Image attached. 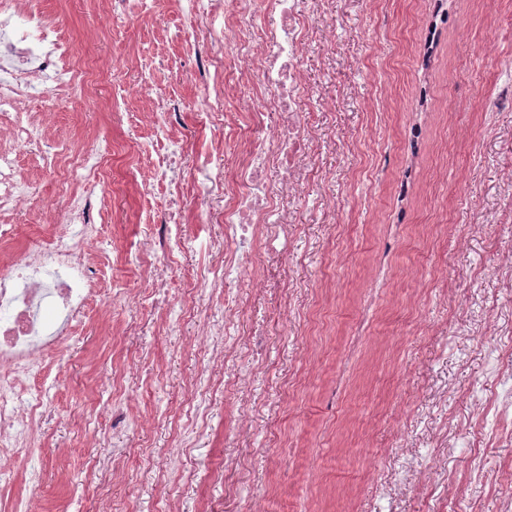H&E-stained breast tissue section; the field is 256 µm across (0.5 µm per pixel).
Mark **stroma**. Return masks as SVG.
I'll list each match as a JSON object with an SVG mask.
<instances>
[{"label": "stroma", "mask_w": 512, "mask_h": 512, "mask_svg": "<svg viewBox=\"0 0 512 512\" xmlns=\"http://www.w3.org/2000/svg\"><path fill=\"white\" fill-rule=\"evenodd\" d=\"M70 36L71 61L112 74L120 109L59 100L40 145L18 150L41 206L19 221L41 224L56 178L43 171V145L76 148L110 136L152 147L165 91L191 131L182 171L221 144L225 171L241 146L206 114L194 80L199 51L184 0H41ZM311 25L303 45V92L313 152L294 214L287 264L257 249L239 281L243 313L230 332L236 355L224 367V403L191 453L152 466L176 435L167 417L189 409V380L204 363L177 336L130 333L139 295L129 273L104 269L96 314L66 342L60 380L36 425L41 489L52 512H505L512 499V443L497 441L501 391L491 345L512 350V33L498 26L512 0H298ZM496 66H488V58ZM167 209L163 187L150 201L102 200L98 241L122 249L143 232L144 206ZM180 257L189 269L221 261V229L195 226ZM267 334L252 351V317ZM121 355L122 392L146 424L139 439L110 426L113 393L93 382ZM153 382H146V372ZM250 376L246 429L232 376ZM105 433L99 458L123 454L125 475L92 481L86 417ZM341 472L321 479L320 467Z\"/></svg>", "instance_id": "35a3bbf8"}]
</instances>
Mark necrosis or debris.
Masks as SVG:
<instances>
[{"instance_id":"1","label":"necrosis or debris","mask_w":512,"mask_h":512,"mask_svg":"<svg viewBox=\"0 0 512 512\" xmlns=\"http://www.w3.org/2000/svg\"><path fill=\"white\" fill-rule=\"evenodd\" d=\"M254 0H227L215 10H192L191 34L206 42L196 77L208 102L212 121L224 117V81L236 66L230 54L250 44L259 65L262 103L254 107L246 133L228 123L225 137L245 135L232 175L221 166L209 168L193 190L221 202L220 208L201 215L205 224L224 230V260L188 269L187 276L208 288V303L199 324L198 354L208 364L205 374L192 379L193 409L179 423L180 438L169 457H186L208 424V406L223 388L218 378L230 352L228 327L235 320L239 301L233 290L242 273L253 270L258 244L287 259L283 244L293 229L290 204L268 178L270 170L294 194H302L306 159L312 144L305 113L299 112L301 49L306 18L295 0H266L273 16L268 26L251 24ZM20 0H0V126L8 132L0 143V250L22 238L20 253L0 261V512H43L39 472L32 461L38 447L32 429L48 409L55 382L43 381L47 356L65 359V342L85 318L99 292L88 246L95 236L91 222L94 199L112 189L106 174L110 161L133 167L137 148L108 138L68 155L44 154L43 167L55 172L68 159L70 173L59 185L61 208L47 224L21 231L16 217L37 201L33 185L16 162L19 147L37 142L42 112L25 107L37 98L45 110L63 97L78 96L102 106L112 102V87L105 72L74 69L70 43L43 9L21 11ZM182 153L178 142L157 145L151 180H130L136 193H145L151 181L162 183L169 197L167 217L148 225L138 240L118 254L120 262L135 266L137 286L153 301L166 300L173 268L190 239L182 214L188 188L181 178ZM28 470L27 494H13L18 469Z\"/></svg>"}]
</instances>
